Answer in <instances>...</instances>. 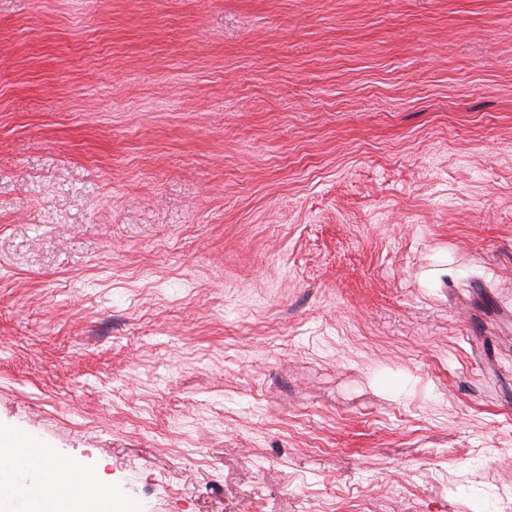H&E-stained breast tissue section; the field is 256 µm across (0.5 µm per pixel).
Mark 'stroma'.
<instances>
[{
  "label": "stroma",
  "mask_w": 512,
  "mask_h": 512,
  "mask_svg": "<svg viewBox=\"0 0 512 512\" xmlns=\"http://www.w3.org/2000/svg\"><path fill=\"white\" fill-rule=\"evenodd\" d=\"M0 429L135 512H512V0H0Z\"/></svg>",
  "instance_id": "stroma-1"
}]
</instances>
